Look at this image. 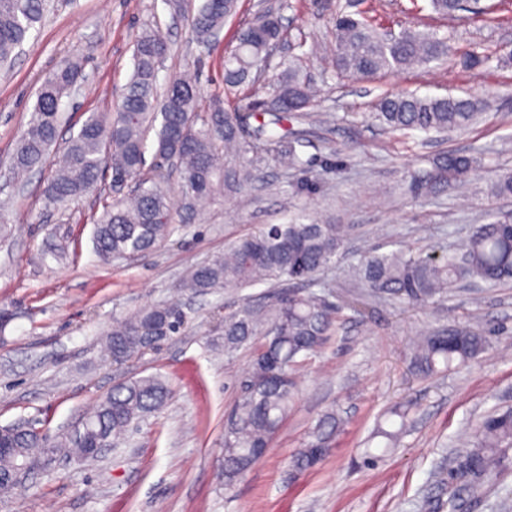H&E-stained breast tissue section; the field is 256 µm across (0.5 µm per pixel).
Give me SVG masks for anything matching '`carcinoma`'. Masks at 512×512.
<instances>
[{
  "label": "carcinoma",
  "mask_w": 512,
  "mask_h": 512,
  "mask_svg": "<svg viewBox=\"0 0 512 512\" xmlns=\"http://www.w3.org/2000/svg\"><path fill=\"white\" fill-rule=\"evenodd\" d=\"M441 16L459 11L492 13L479 0H428ZM238 0H204L191 15L195 41L206 48L224 22L237 12ZM45 0H0V65L36 30ZM333 64L336 77L366 78L390 70L427 66L448 59V39L438 33L403 30L389 35L367 19L336 6L331 18ZM277 11H267L239 28L236 45L224 55V94L203 97L197 81L184 72L169 75L158 89L159 58L170 52L167 38L156 27L137 34L133 69L117 111L93 113L70 135L57 158L50 152L61 137V103L76 85L79 64L64 62L40 87L29 127L12 156V170L20 175L45 164L51 166L43 190L45 206L64 207L94 194L102 204L94 220L93 241L99 258L109 263L133 255L150 254L176 231L169 188L161 180L142 176L150 135L156 154L179 162L178 189L183 209L192 213L219 200L228 203L260 180L254 153L262 145L276 146L274 160L285 169L308 171L311 160L297 152L285 125L304 119L316 91L298 59L284 67L267 96L243 102L244 88L256 81L253 69L270 44L282 40ZM485 101L468 98L421 96L402 90L382 96L373 113L375 121L391 132L417 131L427 135L467 129L482 114ZM481 161L476 154L439 153L429 167L408 172L411 191L431 196L463 182ZM132 183L123 199L110 197L103 175ZM499 197L512 196V173L501 174L492 186ZM346 224H333L316 216L294 218L286 224H268L248 234L224 253L194 266L182 288L207 294L217 288L266 284L280 289L275 304L261 307L244 300L216 330L212 346L232 353L255 344L248 379L256 385L242 394L224 426V486L227 489L265 453L288 417L294 402V375L301 362L321 351L337 327L338 307L328 295L297 287L336 263L348 234ZM373 295L402 305H422L448 294L466 281L489 286L512 282V216H496L476 225L456 251L437 257L428 250L379 247L363 252L349 267ZM186 315L175 302L139 309L112 324L107 332L108 353L119 366L153 350L158 343L185 328ZM490 332L476 323L450 326L422 336L410 351V366L421 377L466 363L487 350ZM171 394L160 375L124 379L84 418L94 437L114 443L150 414L159 412ZM340 431V419L323 414L310 431L311 440L291 458V467L303 474L331 451ZM86 458V447L73 437L0 430V474L44 455ZM512 463V408L485 418L458 456L448 498L437 508L460 512L472 500L500 483Z\"/></svg>",
  "instance_id": "1"
}]
</instances>
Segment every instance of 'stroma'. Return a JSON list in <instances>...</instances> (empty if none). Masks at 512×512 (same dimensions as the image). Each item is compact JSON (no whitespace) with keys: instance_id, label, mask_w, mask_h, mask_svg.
<instances>
[{"instance_id":"35a3bbf8","label":"stroma","mask_w":512,"mask_h":512,"mask_svg":"<svg viewBox=\"0 0 512 512\" xmlns=\"http://www.w3.org/2000/svg\"><path fill=\"white\" fill-rule=\"evenodd\" d=\"M203 0H50L10 67L0 70V426L35 421L50 435H70L87 409L121 379L163 376L166 406L139 423L116 448L92 459L52 462L36 471L0 512H418L436 502L461 452V434L497 408L512 407V285L460 287L444 299L405 307L371 296L347 276L360 252L390 241L437 253L458 247L490 215L512 212V198L490 192L512 171V12L497 17L460 12L445 20L419 11L412 0H355L374 25L395 32L440 30L453 54L447 64L381 72L358 80L336 77L329 20L336 0H288L283 44L316 46L305 56L310 80L322 90L301 122L300 152L315 158L313 173L284 171L270 156L261 179L232 205L217 202L195 214L156 251L133 260L100 262L89 217L100 205L87 196L65 210L46 208L41 188L48 169L24 181L11 157L26 130L36 93L64 60L82 77L61 109L63 136L93 112L118 107L132 69L135 36L160 24L171 46L159 81L196 71L205 94L223 92L222 60L236 32L262 11L260 0H239L211 50L192 40L188 19ZM484 60L472 68L470 54ZM472 94L487 98L483 119L444 138L385 132L367 115L384 94ZM442 151L478 152L480 167L452 191L414 196L407 172ZM352 230L336 265L319 276L342 310L336 332L296 373L294 408L264 456L232 489L224 487V421L240 396L252 348L227 354L209 340L225 312L242 299L271 304L266 285L198 296L181 282L188 269L222 254L229 243L266 224L284 223L299 209ZM61 260L44 259L48 248ZM177 302L185 331L158 351L113 365L106 333L113 321L149 305ZM471 321L496 330L493 345L468 364L435 377L411 373L410 337ZM409 411L395 446L374 431L395 407ZM343 421L331 454L296 474L292 454L327 411ZM377 455L363 465L365 453Z\"/></svg>"}]
</instances>
